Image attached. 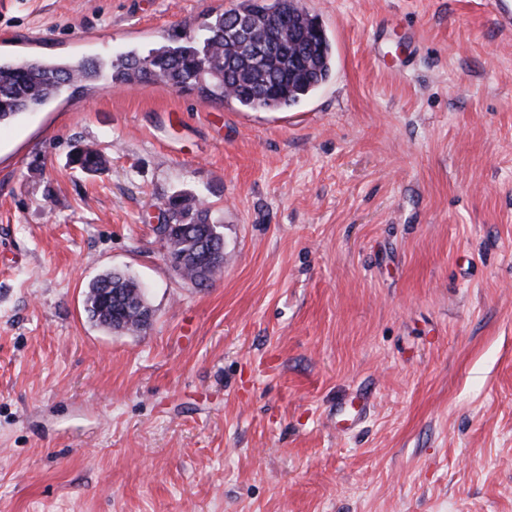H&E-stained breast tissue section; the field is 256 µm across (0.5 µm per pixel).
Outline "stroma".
<instances>
[{"label": "stroma", "instance_id": "obj_1", "mask_svg": "<svg viewBox=\"0 0 512 512\" xmlns=\"http://www.w3.org/2000/svg\"><path fill=\"white\" fill-rule=\"evenodd\" d=\"M240 3L0 0V56L145 53ZM301 4L336 65L288 110L102 82L0 127V512H512V31ZM179 192L224 235L205 288L155 233ZM112 269L141 332L84 310ZM72 164L87 172H98L104 169L101 155L90 148H78L72 156ZM85 292V306L88 316L99 326L110 331L137 332L143 329L140 311L137 306L130 307L121 323L112 324V316L102 312L99 308V297L102 288H120L132 301L144 300L147 304V295L139 288V281L126 273L108 271L103 273L87 285Z\"/></svg>", "mask_w": 512, "mask_h": 512}]
</instances>
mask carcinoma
<instances>
[{"label": "carcinoma", "instance_id": "carcinoma-1", "mask_svg": "<svg viewBox=\"0 0 512 512\" xmlns=\"http://www.w3.org/2000/svg\"><path fill=\"white\" fill-rule=\"evenodd\" d=\"M332 63L325 30L300 0H245L146 54L128 50L107 62L0 58V126L45 107L71 85L99 78L106 67L115 86L152 80L196 91L207 101L233 100L247 110L265 111L290 108L313 94L330 77ZM72 164L87 172L103 170L101 155L87 147L75 150ZM166 205L167 223L191 224L200 234L222 236L209 207L194 195H174ZM103 288H119L133 301L147 299L135 277L108 271L87 285L90 319L110 331L143 329L136 306L112 324V316L99 308Z\"/></svg>", "mask_w": 512, "mask_h": 512}]
</instances>
